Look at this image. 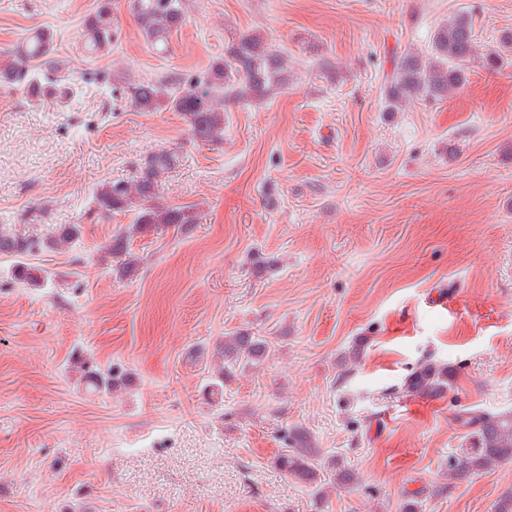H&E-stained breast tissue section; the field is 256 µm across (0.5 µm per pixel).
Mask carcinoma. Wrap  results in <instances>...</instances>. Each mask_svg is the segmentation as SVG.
Wrapping results in <instances>:
<instances>
[{"instance_id":"cac0c4a2","label":"carcinoma","mask_w":512,"mask_h":512,"mask_svg":"<svg viewBox=\"0 0 512 512\" xmlns=\"http://www.w3.org/2000/svg\"><path fill=\"white\" fill-rule=\"evenodd\" d=\"M133 11L146 39L156 47H166L184 22V0H133ZM89 51L101 53L112 46L114 37L111 0H99V7L84 26ZM501 50L484 55L483 62L495 69L505 62L501 51L512 47V32L499 41ZM52 34L38 30L5 52L0 62V85L34 92L45 83L62 81L58 65L44 67L51 54ZM477 54L472 17L459 12L434 30L428 53H406L400 59L387 87L385 111L394 112L410 99H446L468 81L467 64ZM284 58L272 51L264 34L250 31L224 49V57L213 61L201 76L187 80L176 78L160 82H129L117 87L127 105L139 112L172 111L186 120L191 136L200 142H217L224 136L225 97L259 101L273 90L288 85ZM179 160L175 152L147 156L135 183H106L97 187L94 201L104 214L132 211V224L112 239L111 253L118 259L119 272L128 275L138 268L136 257L128 249L129 240L164 227L180 229L197 221L193 206L163 205L154 202L156 188L164 174ZM82 234L79 224L61 226L52 234L30 239L16 233L11 225H0V253L18 258L13 274L22 283L38 286L39 269L24 262V256L36 249L54 251L75 243ZM265 351L264 342L253 336H231L225 340V372L237 365L239 358L254 359ZM83 379L95 390L115 386L112 370L96 364L81 365ZM454 370L431 360L412 371L405 380L407 393L427 398L443 395L452 382ZM472 430L474 447L454 457L450 466L453 479L467 481L493 466L512 462V413L468 411L460 416ZM293 447L277 457V464L288 475L317 487L324 484L318 471V452L308 447V437L295 431Z\"/></svg>"}]
</instances>
